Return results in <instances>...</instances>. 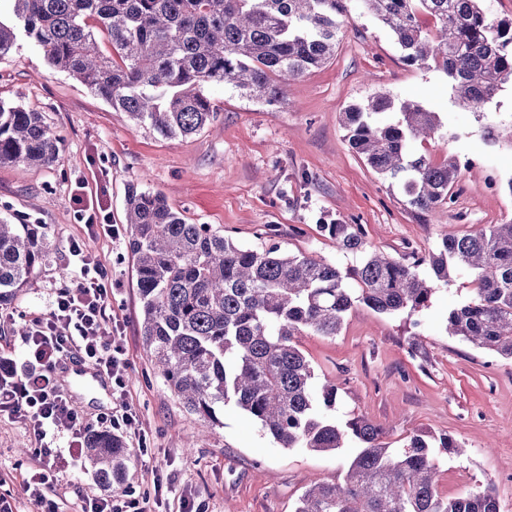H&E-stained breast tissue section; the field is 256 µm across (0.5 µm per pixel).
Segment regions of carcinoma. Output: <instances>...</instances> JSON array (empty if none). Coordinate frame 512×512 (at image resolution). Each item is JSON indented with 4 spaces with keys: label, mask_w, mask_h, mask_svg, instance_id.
<instances>
[{
    "label": "carcinoma",
    "mask_w": 512,
    "mask_h": 512,
    "mask_svg": "<svg viewBox=\"0 0 512 512\" xmlns=\"http://www.w3.org/2000/svg\"><path fill=\"white\" fill-rule=\"evenodd\" d=\"M353 1L392 32L407 65L444 73L456 100L474 111L512 80V20L489 18L482 0H0V60L27 38L51 71L80 81L135 124L186 138L218 116L209 85L281 102L285 85L335 55ZM421 14L433 29L422 28ZM342 117L350 147L399 187L422 223L434 222L462 167L455 156L412 151L435 134L437 113L397 106L381 91ZM58 157L44 114L0 99V164L49 167ZM126 205L143 344L184 406L215 423L216 408L232 401L284 448L325 452L348 436L359 442L344 477L311 486L296 512H499L490 483L439 494L434 448L454 454L455 438L414 434L393 450L381 426L358 417L341 426L320 411L335 405L338 387L314 386L298 337L337 335L358 304L411 316L462 270L471 299L450 312L446 331L512 359V222L446 234L427 255L372 253L344 273L325 257L285 253L277 243L250 248L188 224L159 192L131 185ZM320 228L338 250L366 252L363 225ZM50 254L44 225L0 215V303ZM424 264L431 281L418 272ZM83 456L98 487L121 489L129 457L119 436L88 433Z\"/></svg>",
    "instance_id": "obj_1"
}]
</instances>
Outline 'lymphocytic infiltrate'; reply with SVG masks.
Segmentation results:
<instances>
[{"instance_id":"lymphocytic-infiltrate-1","label":"lymphocytic infiltrate","mask_w":512,"mask_h":512,"mask_svg":"<svg viewBox=\"0 0 512 512\" xmlns=\"http://www.w3.org/2000/svg\"><path fill=\"white\" fill-rule=\"evenodd\" d=\"M69 252L77 284L55 294L46 313L30 320L21 335L27 370L8 367L0 371V418H22L29 422L41 446L35 454L33 473L24 488L36 505L56 512L51 495L61 473V464L45 445L47 426L67 437L69 457H77L86 434L101 427L129 432L137 424L131 407L122 414L101 415L86 421L57 384L61 360L72 352L113 379L117 390L126 388L125 339L103 329L108 319V272L102 262L86 253L79 240H72Z\"/></svg>"}]
</instances>
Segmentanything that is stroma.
<instances>
[{
  "label": "stroma",
  "instance_id": "stroma-1",
  "mask_svg": "<svg viewBox=\"0 0 512 512\" xmlns=\"http://www.w3.org/2000/svg\"><path fill=\"white\" fill-rule=\"evenodd\" d=\"M381 90L438 113L439 137L415 143L416 152L482 161L462 170L459 193L435 223H420L400 189L348 143L341 112ZM207 93L217 120L198 135L165 139L133 126L76 79L50 72L28 39L0 60V98L44 113L61 140L52 167L0 165V214L17 224L46 225L52 245L46 265L12 297L13 317H0V356L24 361L20 334L55 292L73 287L69 244L82 239L114 279L111 304L125 336L126 395H115L109 383L87 388L62 373L57 380L87 420L123 400L136 411L138 431L123 437L130 459L122 494L150 498L156 512H178L186 499L201 512H295L306 489L345 474L354 448H284L235 403L219 408L212 424L171 393L140 335L126 230L128 186L162 192L186 223L209 225L242 245L264 246L262 233L271 228L283 250L324 256L344 269L357 260L338 251L322 225L360 224L369 249L396 257L425 254L445 234L512 221V142L487 137L512 121V81L482 111H472L455 102L442 72L404 64L387 29L356 10L334 57L295 81L284 104L257 103L231 87ZM491 170L498 174L493 192L485 183ZM78 194L93 199L98 216L119 227V237L102 230L84 235ZM470 296L462 274L439 287L416 317L359 305L338 335L308 334L299 343L316 382L332 379L339 387L332 411L337 422L366 417L387 428L396 447L423 430L458 439L464 453L439 456L440 494L456 496L490 480L500 512H512V359L489 360L444 330L449 312ZM416 333L425 348L420 356L408 351ZM37 446L25 423L0 420V482L10 489L15 512H41L23 487Z\"/></svg>",
  "mask_w": 512,
  "mask_h": 512
}]
</instances>
